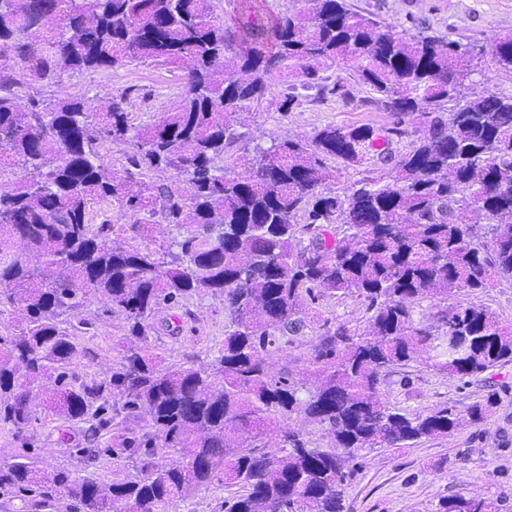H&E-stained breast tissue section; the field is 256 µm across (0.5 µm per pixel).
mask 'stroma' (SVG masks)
I'll return each instance as SVG.
<instances>
[{
	"label": "stroma",
	"instance_id": "1",
	"mask_svg": "<svg viewBox=\"0 0 512 512\" xmlns=\"http://www.w3.org/2000/svg\"><path fill=\"white\" fill-rule=\"evenodd\" d=\"M355 11L375 16L396 28L439 40L472 43L492 50L503 36L512 34V0H347ZM214 12L233 25L240 12L252 11L256 24L266 16L287 12L295 0H213ZM179 68L150 62L133 63L103 73L63 76L57 85L38 86L39 95L55 101L82 98L100 106L119 95L132 104L134 123L160 118L177 92ZM341 80L342 94L310 96L291 112L278 109L284 85H277L267 102L244 116L254 142L267 146L284 138H304L327 124L390 127L393 118L374 101V95L356 77L340 68L329 71ZM333 176L328 185L340 191L364 179L385 176L391 162L374 157L360 165L330 158ZM192 318L169 319L156 326L150 338L154 352L170 364H209L224 338L228 314L222 299L211 296L190 300ZM88 326L76 338L77 372L81 378L103 380L121 359L122 323L106 314L100 298L89 297L82 313ZM315 332L295 336L280 349L270 351L272 374L302 373ZM378 391L389 406L406 414H426L443 406L469 405L492 398L482 423L463 422L450 436L429 439L405 448L369 451L361 468L344 489V512H436L440 497L460 493L497 501L500 512H512V363L497 366L468 382L448 377L424 359L398 366L383 374ZM26 440L39 448L46 469H78L70 454L74 448H91L96 437L89 424L68 423L38 409Z\"/></svg>",
	"mask_w": 512,
	"mask_h": 512
}]
</instances>
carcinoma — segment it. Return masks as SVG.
Returning <instances> with one entry per match:
<instances>
[{
  "label": "carcinoma",
  "mask_w": 512,
  "mask_h": 512,
  "mask_svg": "<svg viewBox=\"0 0 512 512\" xmlns=\"http://www.w3.org/2000/svg\"><path fill=\"white\" fill-rule=\"evenodd\" d=\"M260 27L214 17L212 0H0V49L28 76L54 85L65 73L133 62L185 64L176 100L153 123L135 125L124 96L100 109L83 99L46 102L0 73V315L22 326L0 334V428L26 439L34 399L69 422L92 421L108 450L133 463L112 483L40 454L0 459V496L38 512H169L193 492L227 489L223 512H344V486L374 448H403L452 434L486 403L408 415L378 395L380 376L425 355L462 379L512 362V327L463 297L512 281V96L467 97L460 84L485 77L483 50L396 30L346 0H311ZM512 73V35L493 51ZM353 71L385 110L411 116L422 134L389 175L335 192L324 160L361 163L380 140L402 134L326 125L311 136L252 144L241 116L273 93L276 72L300 79L278 109L305 95L337 94L321 73ZM106 140L132 146L115 169ZM248 165L246 175L238 168ZM169 172L183 192L152 180ZM131 214L117 236L144 239L142 216L178 229L170 248L124 245L94 226L89 204ZM21 249L10 252L11 240ZM123 320V352L112 375L74 372L77 327L88 299ZM224 301L229 321L207 367L166 365L149 347L152 319L195 296ZM355 295L365 324H322L309 387L271 373L264 354L304 335L326 296ZM426 297L448 305L434 322L415 319ZM301 418L326 431L327 447L295 429ZM437 512H498L494 501L443 496Z\"/></svg>",
  "instance_id": "obj_1"
}]
</instances>
